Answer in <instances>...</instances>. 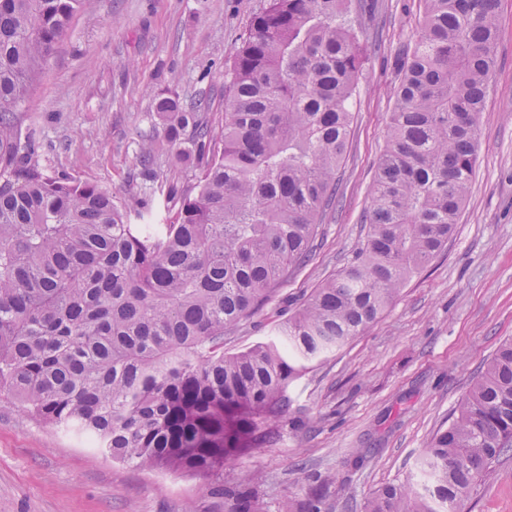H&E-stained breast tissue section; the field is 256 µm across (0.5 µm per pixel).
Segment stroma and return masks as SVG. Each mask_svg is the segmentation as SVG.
Returning <instances> with one entry per match:
<instances>
[{"mask_svg":"<svg viewBox=\"0 0 512 512\" xmlns=\"http://www.w3.org/2000/svg\"><path fill=\"white\" fill-rule=\"evenodd\" d=\"M265 4L92 0L74 17L21 112L23 127L40 143V167L98 185L132 215L160 209L154 184L186 193L200 170L175 166L155 97L205 98L210 124L221 128L235 49ZM424 9V0H377L371 15L356 17L369 58L350 105L335 206L309 261L270 303L225 332V352L275 336L311 288L354 258L387 144L399 63ZM499 25L497 64L478 117L475 175L453 235L382 317L293 382L272 443L201 478L112 459L20 405H0V512H227L224 490L244 474L258 512H297L309 495L322 496L329 512H364L387 483L426 484L421 462L428 442L512 340V0H500ZM148 137L152 180L140 163ZM468 507L512 512V453Z\"/></svg>","mask_w":512,"mask_h":512,"instance_id":"1","label":"stroma"}]
</instances>
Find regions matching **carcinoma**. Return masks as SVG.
Instances as JSON below:
<instances>
[{
  "mask_svg": "<svg viewBox=\"0 0 512 512\" xmlns=\"http://www.w3.org/2000/svg\"><path fill=\"white\" fill-rule=\"evenodd\" d=\"M90 0H0V403L92 438L114 459L209 477L288 412L290 385L379 319L448 244L476 168L495 66L498 0H425L401 67L356 259L304 298L277 336L224 354L313 251L336 200L347 102L366 48L358 0H267L224 85V128L204 100L155 110L179 162L203 165L174 220L130 224L89 182L47 176L22 104ZM512 450V341L431 438V483L388 484L365 512H467ZM229 512H252L226 490Z\"/></svg>",
  "mask_w": 512,
  "mask_h": 512,
  "instance_id": "cac0c4a2",
  "label": "carcinoma"
}]
</instances>
